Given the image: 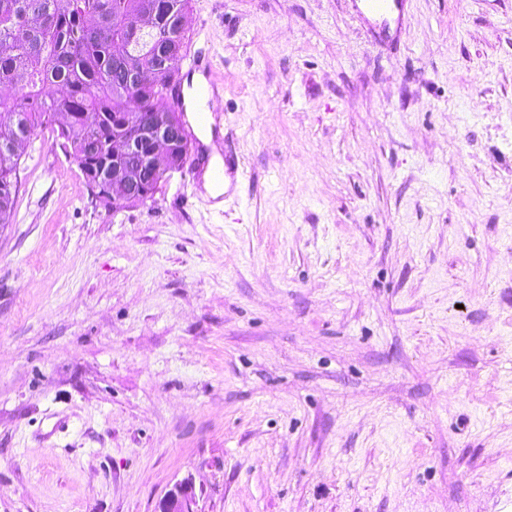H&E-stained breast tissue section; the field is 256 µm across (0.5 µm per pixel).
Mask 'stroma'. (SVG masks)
I'll list each match as a JSON object with an SVG mask.
<instances>
[{
    "label": "stroma",
    "instance_id": "1",
    "mask_svg": "<svg viewBox=\"0 0 512 512\" xmlns=\"http://www.w3.org/2000/svg\"><path fill=\"white\" fill-rule=\"evenodd\" d=\"M195 172L0 226V512H512V0H189ZM232 142L223 201L203 176ZM188 65L190 66V68L201 69L209 77V87L207 89V92H202L200 96L202 98L207 99V106L199 109L197 113L198 119L202 122H208L212 119L217 121L218 116L213 112V110H211V103L213 98L216 97V89L218 86L216 81L212 79L213 69L211 63L203 56L194 55L190 58ZM193 480L185 477L176 481L160 500L156 512H200Z\"/></svg>",
    "mask_w": 512,
    "mask_h": 512
}]
</instances>
